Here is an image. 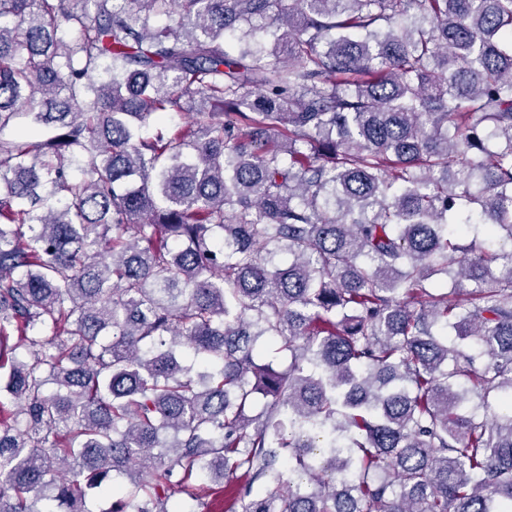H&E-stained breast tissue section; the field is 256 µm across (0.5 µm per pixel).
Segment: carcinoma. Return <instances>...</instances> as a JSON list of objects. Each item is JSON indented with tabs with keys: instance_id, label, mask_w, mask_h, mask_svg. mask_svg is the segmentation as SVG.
Masks as SVG:
<instances>
[{
	"instance_id": "cac0c4a2",
	"label": "carcinoma",
	"mask_w": 512,
	"mask_h": 512,
	"mask_svg": "<svg viewBox=\"0 0 512 512\" xmlns=\"http://www.w3.org/2000/svg\"><path fill=\"white\" fill-rule=\"evenodd\" d=\"M114 477L512 512V0H0V512Z\"/></svg>"
}]
</instances>
